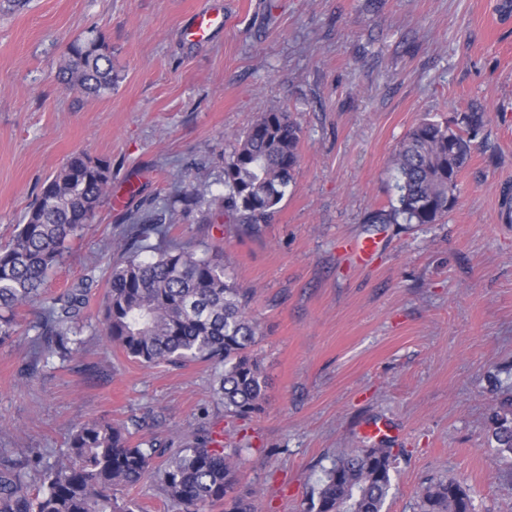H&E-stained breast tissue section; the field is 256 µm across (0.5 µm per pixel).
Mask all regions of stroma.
Here are the masks:
<instances>
[{
    "mask_svg": "<svg viewBox=\"0 0 512 512\" xmlns=\"http://www.w3.org/2000/svg\"><path fill=\"white\" fill-rule=\"evenodd\" d=\"M497 0H27L0 12V243L72 154L112 180L92 224L45 284L85 294L91 320L76 359L23 373L39 307L20 308L0 345V449L51 462L71 425L104 416L134 441L168 448L203 429L241 451L240 490L256 512H304L337 456L390 423L396 454L386 512H413L439 480L467 488L475 512H512V459L495 429L512 419V20ZM224 13L203 41L197 13ZM112 49L110 93L56 79L71 42ZM301 129L300 164L277 212L252 229L232 211L185 208L180 191H224L235 136L270 107ZM481 112L455 206L442 224H372L396 199L392 156L422 118ZM196 250L217 246L251 289L264 408L225 416L206 363L146 367L96 319L113 240L140 217ZM348 237L373 238L354 264ZM165 457L129 490L145 512H178Z\"/></svg>",
    "mask_w": 512,
    "mask_h": 512,
    "instance_id": "obj_1",
    "label": "stroma"
}]
</instances>
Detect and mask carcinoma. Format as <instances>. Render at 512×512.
<instances>
[{
	"mask_svg": "<svg viewBox=\"0 0 512 512\" xmlns=\"http://www.w3.org/2000/svg\"><path fill=\"white\" fill-rule=\"evenodd\" d=\"M57 79L67 90L87 95L112 91V51L92 37L69 46ZM483 121L478 112L450 122L419 121L398 143L396 203L374 214L382 224H440L457 201L458 177ZM301 129L290 113L272 107L236 139L224 162L226 193L208 209H229L242 223L266 222L277 210L300 163ZM111 181L110 165L72 154L42 188L12 239L0 245V343L11 338L15 312L42 302L37 327L43 348L79 355L83 298L74 288L44 296L49 273L72 239L91 223ZM168 227L142 218L119 237L120 260L112 262L101 331L109 343L145 366L207 362L215 370V395L224 412L247 417L262 410L269 387L254 356L258 325L248 313L252 291L239 287L220 252L195 250L167 240ZM499 451L512 454V421L495 432ZM161 443L143 448L125 426L107 418L72 425L66 452L44 464L22 450L0 453V512H142L125 491L152 470ZM395 455L386 447L357 448L325 471L307 512H384L392 489ZM239 453L224 451L206 431L194 445L170 455L161 481L179 512H254L238 490ZM37 474L41 487L30 492ZM418 512H474L459 483L441 481L425 489Z\"/></svg>",
	"mask_w": 512,
	"mask_h": 512,
	"instance_id": "obj_1",
	"label": "carcinoma"
}]
</instances>
